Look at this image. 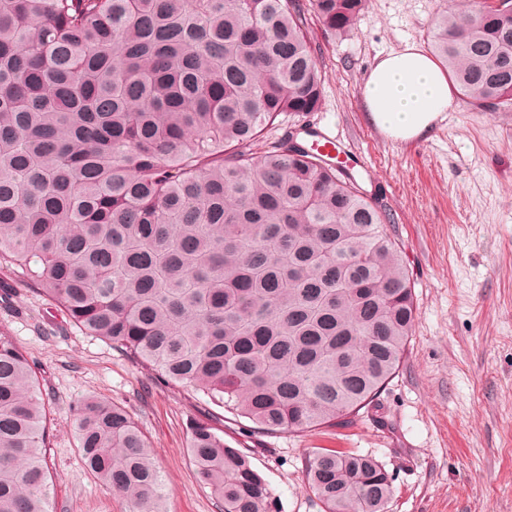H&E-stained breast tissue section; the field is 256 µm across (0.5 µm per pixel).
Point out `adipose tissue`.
<instances>
[{
	"label": "adipose tissue",
	"instance_id": "obj_1",
	"mask_svg": "<svg viewBox=\"0 0 512 512\" xmlns=\"http://www.w3.org/2000/svg\"><path fill=\"white\" fill-rule=\"evenodd\" d=\"M362 97L371 123L402 142L427 137L453 106L447 72L413 45L376 60Z\"/></svg>",
	"mask_w": 512,
	"mask_h": 512
}]
</instances>
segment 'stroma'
<instances>
[{
  "mask_svg": "<svg viewBox=\"0 0 512 512\" xmlns=\"http://www.w3.org/2000/svg\"><path fill=\"white\" fill-rule=\"evenodd\" d=\"M461 0H368L349 32L307 25L323 76L318 111L280 117L289 128L333 127L339 158L376 195L410 271L417 307L407 352L379 408L335 431L252 435L222 407L210 422L265 476L274 512H324L305 468L318 448L371 454L394 477L390 512H512V112L456 100L429 139L402 145L372 134L361 90L376 58L427 48L435 16ZM0 328L31 355L50 409L52 512H128L85 468L72 404L87 396L124 407L147 436L168 512H219L190 461L199 399L159 382L109 342L84 334L0 262Z\"/></svg>",
  "mask_w": 512,
  "mask_h": 512,
  "instance_id": "35a3bbf8",
  "label": "stroma"
}]
</instances>
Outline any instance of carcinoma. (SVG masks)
<instances>
[{
    "mask_svg": "<svg viewBox=\"0 0 512 512\" xmlns=\"http://www.w3.org/2000/svg\"><path fill=\"white\" fill-rule=\"evenodd\" d=\"M367 2L311 7L336 36ZM472 15L441 11L430 53L471 108L512 112V8ZM321 102L295 0H0V260L249 431L341 428L399 369L416 307L388 215L354 175L267 141ZM49 413L0 328V512H50ZM72 415L95 479L129 512H167L125 408L88 396ZM188 449L222 512H273L207 422ZM305 477L324 512H389L393 476L372 456L318 448Z\"/></svg>",
    "mask_w": 512,
    "mask_h": 512,
    "instance_id": "carcinoma-1",
    "label": "carcinoma"
}]
</instances>
